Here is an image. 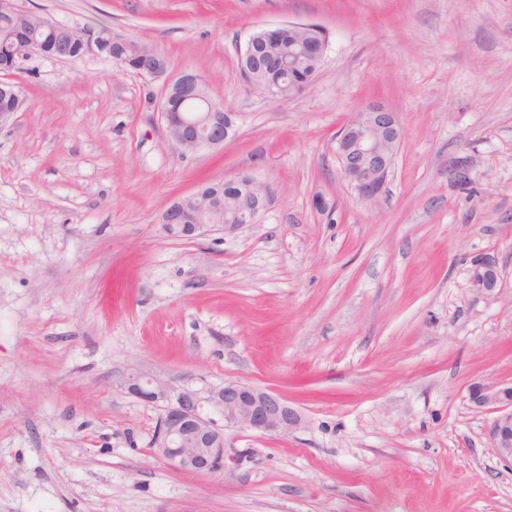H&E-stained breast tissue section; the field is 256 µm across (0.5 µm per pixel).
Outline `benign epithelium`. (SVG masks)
<instances>
[{
    "instance_id": "obj_1",
    "label": "benign epithelium",
    "mask_w": 512,
    "mask_h": 512,
    "mask_svg": "<svg viewBox=\"0 0 512 512\" xmlns=\"http://www.w3.org/2000/svg\"><path fill=\"white\" fill-rule=\"evenodd\" d=\"M269 28L254 31L239 49L238 57L251 62H268L266 53ZM31 54L61 61L70 60L69 51L58 41L41 42L35 37L18 38L12 44L13 65ZM204 83L193 71H184L164 83L163 96L173 89L181 90L188 98H197L195 89ZM0 95L16 102V107L0 111V124L8 121L24 104L18 86L3 82ZM166 135L173 145L184 152H198L224 146L235 128L236 114L224 112L212 105L205 112L186 116L179 112L160 111ZM403 131L397 113L381 106L368 105L350 114L336 137V157L348 185L367 202L376 201L382 194L392 167L395 151ZM230 182L239 189L245 205L238 208L242 220L235 224L224 222V202L210 201L193 192L177 199L163 214L162 224L172 237L192 238L207 228L235 230L257 223L268 209L270 186L249 173L238 174ZM498 271L491 259L475 262L472 284L487 296L497 286ZM128 389L142 400L160 403V415L152 437L154 454L169 460L177 469L197 474L222 475L236 454L226 448L223 429L205 418L202 403H208L224 418V426L260 433H286L301 424V415L279 395L244 385L226 382L209 391L205 397L188 388L179 392L167 381L150 373H137L127 380ZM468 397L477 409L496 413L488 435L497 456L512 464V383H474Z\"/></svg>"
}]
</instances>
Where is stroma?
<instances>
[{
  "label": "stroma",
  "mask_w": 512,
  "mask_h": 512,
  "mask_svg": "<svg viewBox=\"0 0 512 512\" xmlns=\"http://www.w3.org/2000/svg\"><path fill=\"white\" fill-rule=\"evenodd\" d=\"M191 69L236 112L223 149L182 154L163 79L40 55L0 126V512H512V465L476 382H512V0H20ZM313 25L326 48L285 101L250 90L255 30ZM404 130L376 202L336 158L365 103ZM467 165L468 184L451 171ZM249 172L254 224L191 239L162 215ZM324 197L327 210L314 206ZM493 258L492 295L471 283ZM150 372L200 394L268 388L288 433L224 430L223 475L152 453Z\"/></svg>",
  "instance_id": "1"
}]
</instances>
